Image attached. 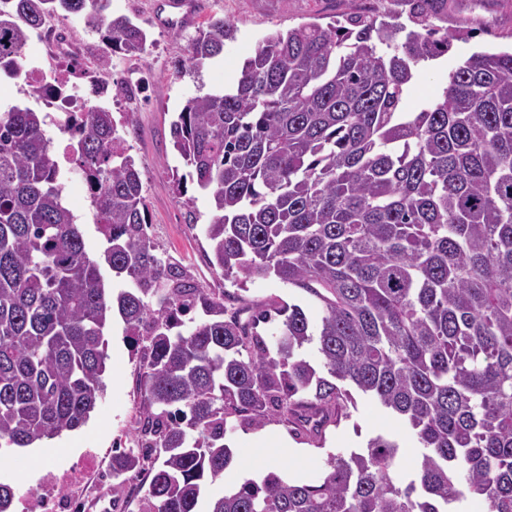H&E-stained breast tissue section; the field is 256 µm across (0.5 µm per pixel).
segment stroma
<instances>
[{
  "instance_id": "1",
  "label": "stroma",
  "mask_w": 512,
  "mask_h": 512,
  "mask_svg": "<svg viewBox=\"0 0 512 512\" xmlns=\"http://www.w3.org/2000/svg\"><path fill=\"white\" fill-rule=\"evenodd\" d=\"M166 0H111V10L137 18L150 34L149 47L141 56H109L100 36L90 31L83 15L59 13L54 21L77 40L91 44L96 59H109L104 77L114 92L105 104L122 119L124 135L141 172L149 233L158 254L187 268L202 287L225 295L229 309L277 299L300 305L311 321H319L321 309L306 293L275 279L247 282L245 288L225 285L210 265L203 228L209 221V203L203 194L194 198L176 195L170 186L172 169L183 162L172 147L171 125L186 101L196 95L234 82L256 42L310 22L326 24L350 11L406 16L405 0H194L195 19L187 23L165 7ZM438 17L447 19L449 29L468 30L470 37L454 42L448 54L420 63L415 69L403 101L407 112L439 95L450 71L473 52L512 48V0H440ZM221 16L234 22L235 40L226 42L224 54L207 62L198 72L179 70L192 40L205 29L210 18ZM136 77L139 91L123 97L129 77ZM107 371L105 390L87 423L81 428L39 441L35 449L11 448L0 452V483L13 487L18 498L39 487L49 471H64L91 460L93 479L112 482V451L137 445L138 421L143 412L136 388L139 360L126 339L125 326L113 318L106 332ZM351 416L340 426L329 428L324 447L291 437L294 447L306 449L296 459L281 453L276 460L261 455L243 457L238 448L249 429L229 419L226 438L236 446L234 465H247L253 479L278 471L289 481L311 482L327 469L328 454L365 448L369 439L383 435L399 446L400 471L410 472L420 454L412 430L374 400L356 395Z\"/></svg>"
}]
</instances>
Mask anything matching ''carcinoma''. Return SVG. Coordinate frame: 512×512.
Segmentation results:
<instances>
[{"mask_svg": "<svg viewBox=\"0 0 512 512\" xmlns=\"http://www.w3.org/2000/svg\"><path fill=\"white\" fill-rule=\"evenodd\" d=\"M406 2L407 24L348 14L259 41L232 86L189 98L172 123L187 172L171 187L208 198L215 272L306 293L316 326L274 299L244 320L158 256L140 172L102 105L70 146L106 241L90 258L47 115L0 112V449L87 422L116 313L139 355L144 442L112 453V480L147 471L141 512H454L466 493L512 512V51L472 53L405 112L414 68L469 38L431 22L434 0ZM59 11L84 15L114 54L147 51V31L110 0H12L0 58L22 59ZM235 32L210 19L182 67L218 58ZM103 265L129 287L112 294ZM275 316L268 342L256 327ZM354 390L423 448L406 485L397 442L378 435L328 455L312 483L270 472L207 497L233 459L228 418L259 428L275 416L321 441Z\"/></svg>", "mask_w": 512, "mask_h": 512, "instance_id": "obj_1", "label": "carcinoma"}]
</instances>
